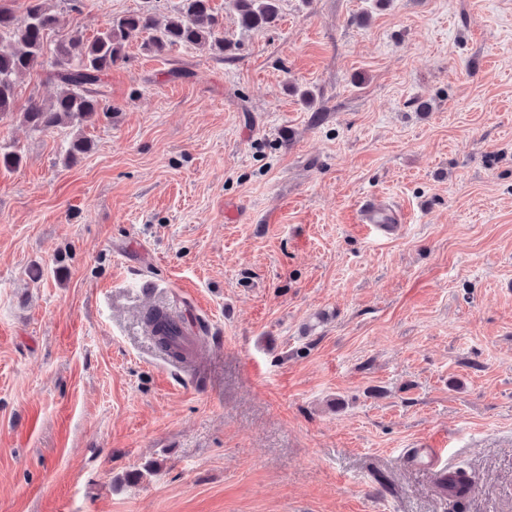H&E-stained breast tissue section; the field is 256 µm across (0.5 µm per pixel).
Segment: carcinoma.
<instances>
[{"instance_id": "obj_1", "label": "carcinoma", "mask_w": 512, "mask_h": 512, "mask_svg": "<svg viewBox=\"0 0 512 512\" xmlns=\"http://www.w3.org/2000/svg\"><path fill=\"white\" fill-rule=\"evenodd\" d=\"M11 0H0V117L14 113L17 80L31 70L44 66L45 41L61 25L65 12H75L81 0H60L63 7L51 9L48 0H28L23 17L15 15ZM173 15L162 20L152 5L128 13L109 23L94 37L79 29L50 48V75L60 85L56 98L48 105L33 100L21 113L25 124L35 131L47 132L74 122L112 117V112L96 96L95 86L113 67L128 62L124 41L132 31L154 33L145 50L162 55L174 46L208 47L227 58L236 45L224 38V21L211 0H180ZM245 31L267 30L279 20V0H230ZM90 150L82 137L70 141L65 160L74 164ZM149 331L159 349L176 362L190 354L187 340L176 329V319L163 309L146 318Z\"/></svg>"}]
</instances>
